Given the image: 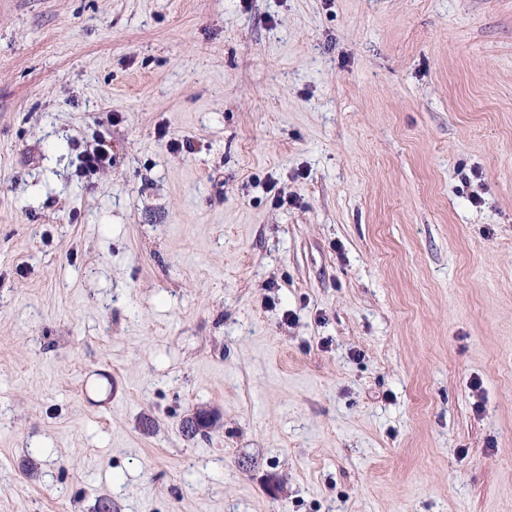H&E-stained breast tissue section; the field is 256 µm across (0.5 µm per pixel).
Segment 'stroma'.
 I'll list each match as a JSON object with an SVG mask.
<instances>
[{"instance_id":"stroma-1","label":"stroma","mask_w":512,"mask_h":512,"mask_svg":"<svg viewBox=\"0 0 512 512\" xmlns=\"http://www.w3.org/2000/svg\"><path fill=\"white\" fill-rule=\"evenodd\" d=\"M100 496L512 512V0H0V512ZM79 160L80 176L90 179L112 164V149L105 141L99 140L84 149L79 155Z\"/></svg>"}]
</instances>
